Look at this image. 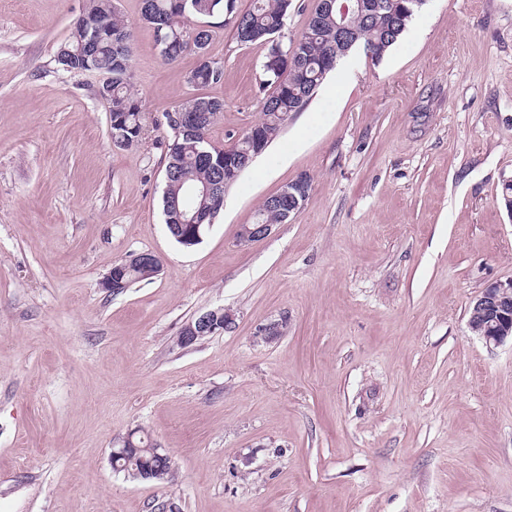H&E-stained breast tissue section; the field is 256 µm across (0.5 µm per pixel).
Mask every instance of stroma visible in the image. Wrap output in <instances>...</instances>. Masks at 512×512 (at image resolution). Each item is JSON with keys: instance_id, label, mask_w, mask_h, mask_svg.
Listing matches in <instances>:
<instances>
[{"instance_id": "stroma-1", "label": "stroma", "mask_w": 512, "mask_h": 512, "mask_svg": "<svg viewBox=\"0 0 512 512\" xmlns=\"http://www.w3.org/2000/svg\"><path fill=\"white\" fill-rule=\"evenodd\" d=\"M85 2L0 0V512H512V343L468 327L512 280V0H426L288 119L191 249L164 224L163 114L198 57L165 61L141 0H114L149 114L117 148L99 75L56 62ZM207 52L227 146L261 117L266 47L227 16ZM304 174L300 213L238 245ZM141 252L153 278L103 289ZM218 309L231 330L178 345ZM135 430L169 482L113 469Z\"/></svg>"}]
</instances>
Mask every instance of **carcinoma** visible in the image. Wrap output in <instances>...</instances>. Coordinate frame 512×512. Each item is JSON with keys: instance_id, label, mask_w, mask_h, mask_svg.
<instances>
[{"instance_id": "cac0c4a2", "label": "carcinoma", "mask_w": 512, "mask_h": 512, "mask_svg": "<svg viewBox=\"0 0 512 512\" xmlns=\"http://www.w3.org/2000/svg\"><path fill=\"white\" fill-rule=\"evenodd\" d=\"M382 8L359 19L357 45L365 54L379 59L404 33L408 22L425 0H379ZM292 0H251L250 6L236 11V0H142L141 18L152 26L161 56L172 61L192 50L198 66L188 82L204 88L221 82V65L205 57L211 39L206 18L231 15L235 18V39L242 45L263 43L267 47L262 87L267 95L261 119L256 123L263 138L273 141L295 112L303 111L327 75L336 68L341 45L336 33V9L329 0H320L298 36L288 35V12ZM85 25L73 29L71 38L57 53L60 67L71 72H92L102 80L112 79L106 104L112 141L125 140L130 148L142 142L147 116L130 83L132 62L131 34L127 20L113 0H87ZM107 15L112 23V43L96 40L93 22ZM224 101L194 95L164 113L173 134L165 165L162 208L164 223L183 224L194 212L220 213L226 189L210 195L202 193L206 184H216L224 173V148L209 137ZM253 129H248L232 148L248 152ZM288 208L271 205L265 199L255 214L257 224H282Z\"/></svg>"}]
</instances>
